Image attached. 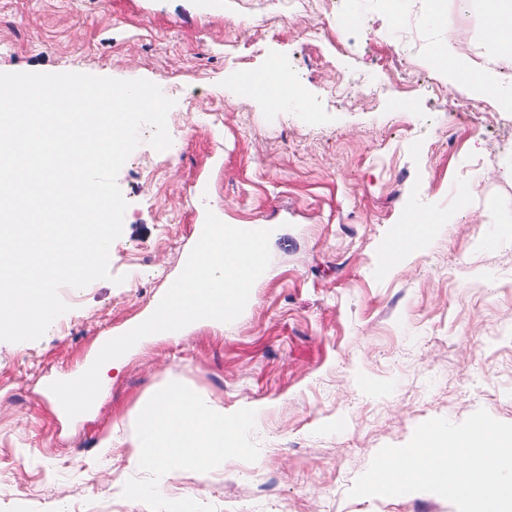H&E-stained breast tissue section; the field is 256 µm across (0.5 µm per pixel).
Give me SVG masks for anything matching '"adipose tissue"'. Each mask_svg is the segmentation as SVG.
<instances>
[{"label": "adipose tissue", "instance_id": "1", "mask_svg": "<svg viewBox=\"0 0 512 512\" xmlns=\"http://www.w3.org/2000/svg\"><path fill=\"white\" fill-rule=\"evenodd\" d=\"M457 41V33L449 32L432 57L433 66L447 77L449 86H456L459 80L463 79L469 83L476 96H493L512 105V93L504 91L501 76L497 71L489 67L477 72L468 71L456 62ZM253 96L267 109L279 111L289 100L300 98L301 93L293 84L287 83L281 67L275 64L259 73L258 87Z\"/></svg>", "mask_w": 512, "mask_h": 512}]
</instances>
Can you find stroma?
Wrapping results in <instances>:
<instances>
[{
  "instance_id": "obj_1",
  "label": "stroma",
  "mask_w": 512,
  "mask_h": 512,
  "mask_svg": "<svg viewBox=\"0 0 512 512\" xmlns=\"http://www.w3.org/2000/svg\"><path fill=\"white\" fill-rule=\"evenodd\" d=\"M512 83L480 16L457 0H0V72L146 79L175 104L117 176L127 203L109 269L123 283L64 288L69 310L36 341H0V512H149L131 417L163 380L231 414L256 410L255 462L182 471L162 488L217 512H456L441 496L349 497L384 446L477 409L512 423V112L429 56ZM286 69L282 112L237 96L236 74ZM435 219L402 263L385 254L410 210ZM270 224L271 263L242 314L157 335L110 369L79 418L50 382L147 319L207 212ZM458 41V34L448 31L445 40L437 47L433 57V66L448 77V88L452 90L460 81L461 74L466 77L465 82L469 83L472 92L478 97L493 96L511 105L512 93L506 92L502 86L500 74L490 67H484L478 72L465 68L462 64L455 62V45Z\"/></svg>"
}]
</instances>
